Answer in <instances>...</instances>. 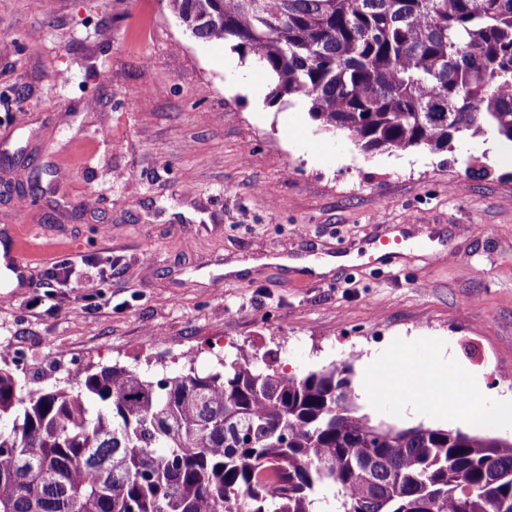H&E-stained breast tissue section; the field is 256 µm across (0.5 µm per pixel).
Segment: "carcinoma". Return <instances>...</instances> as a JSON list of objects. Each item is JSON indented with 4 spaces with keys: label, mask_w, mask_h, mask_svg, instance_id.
Returning <instances> with one entry per match:
<instances>
[{
    "label": "carcinoma",
    "mask_w": 512,
    "mask_h": 512,
    "mask_svg": "<svg viewBox=\"0 0 512 512\" xmlns=\"http://www.w3.org/2000/svg\"><path fill=\"white\" fill-rule=\"evenodd\" d=\"M261 63L270 101L364 152L512 144V0H167ZM0 512H512V441L359 413L352 367L244 356L25 389L0 367Z\"/></svg>",
    "instance_id": "carcinoma-1"
}]
</instances>
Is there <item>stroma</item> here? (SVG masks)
<instances>
[{
  "mask_svg": "<svg viewBox=\"0 0 512 512\" xmlns=\"http://www.w3.org/2000/svg\"><path fill=\"white\" fill-rule=\"evenodd\" d=\"M268 93L260 63L192 38L165 0H52L46 16L0 0V230L30 277L55 264L72 281L17 289L0 268L20 383L75 381L62 358L157 377L245 355L292 375L346 361L358 392L401 353L512 400V147L366 154ZM401 225L435 240L321 274L267 261L355 253ZM87 278L101 297H83ZM405 401L356 404L457 429Z\"/></svg>",
  "mask_w": 512,
  "mask_h": 512,
  "instance_id": "1",
  "label": "stroma"
}]
</instances>
